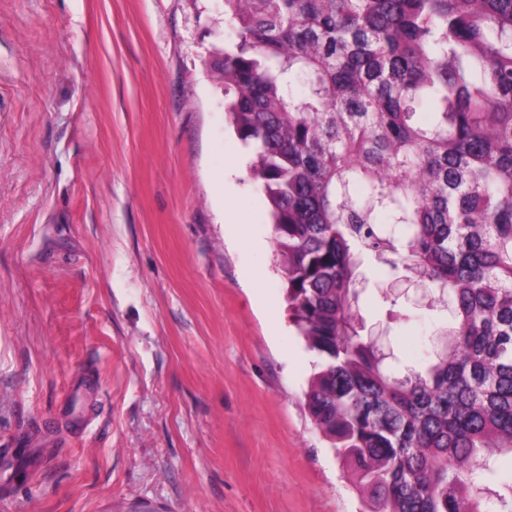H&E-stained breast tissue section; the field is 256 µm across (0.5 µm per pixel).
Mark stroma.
<instances>
[{"label":"stroma","mask_w":512,"mask_h":512,"mask_svg":"<svg viewBox=\"0 0 512 512\" xmlns=\"http://www.w3.org/2000/svg\"><path fill=\"white\" fill-rule=\"evenodd\" d=\"M223 0H0V512H357L307 416ZM361 313L420 371L451 326Z\"/></svg>","instance_id":"stroma-1"}]
</instances>
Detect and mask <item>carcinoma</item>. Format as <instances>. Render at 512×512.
I'll return each instance as SVG.
<instances>
[{
    "label": "carcinoma",
    "mask_w": 512,
    "mask_h": 512,
    "mask_svg": "<svg viewBox=\"0 0 512 512\" xmlns=\"http://www.w3.org/2000/svg\"><path fill=\"white\" fill-rule=\"evenodd\" d=\"M213 57L365 512H512V0H224ZM369 253L448 305L424 374L360 333Z\"/></svg>",
    "instance_id": "carcinoma-1"
}]
</instances>
